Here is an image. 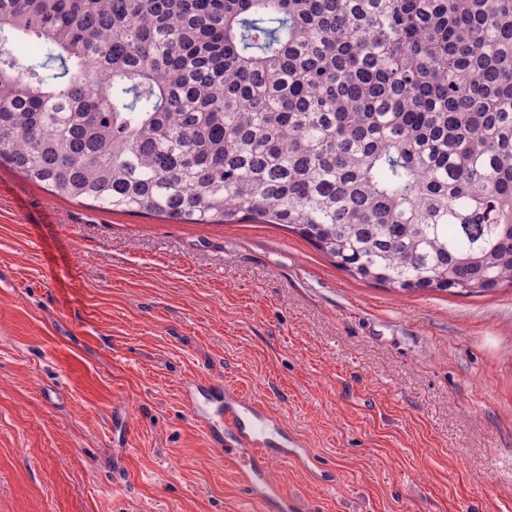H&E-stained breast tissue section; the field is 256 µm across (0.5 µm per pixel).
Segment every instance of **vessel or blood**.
Wrapping results in <instances>:
<instances>
[{
  "instance_id": "obj_1",
  "label": "vessel or blood",
  "mask_w": 512,
  "mask_h": 512,
  "mask_svg": "<svg viewBox=\"0 0 512 512\" xmlns=\"http://www.w3.org/2000/svg\"><path fill=\"white\" fill-rule=\"evenodd\" d=\"M182 401L208 433L223 431L225 460L235 469L260 512H299L297 498L271 476L270 458L292 463L314 473L317 482L333 483L328 471H316L306 441L289 431L281 417L240 390L212 380L189 381Z\"/></svg>"
}]
</instances>
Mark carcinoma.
I'll list each match as a JSON object with an SVG mask.
<instances>
[{
    "label": "carcinoma",
    "instance_id": "carcinoma-1",
    "mask_svg": "<svg viewBox=\"0 0 512 512\" xmlns=\"http://www.w3.org/2000/svg\"><path fill=\"white\" fill-rule=\"evenodd\" d=\"M1 163L399 292L512 287V0H0Z\"/></svg>",
    "mask_w": 512,
    "mask_h": 512
}]
</instances>
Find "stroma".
<instances>
[{"label":"stroma","mask_w":512,"mask_h":512,"mask_svg":"<svg viewBox=\"0 0 512 512\" xmlns=\"http://www.w3.org/2000/svg\"><path fill=\"white\" fill-rule=\"evenodd\" d=\"M190 379L334 473L271 460L300 512H512V287L401 294L277 225L104 211L0 165V512H257Z\"/></svg>","instance_id":"35a3bbf8"}]
</instances>
